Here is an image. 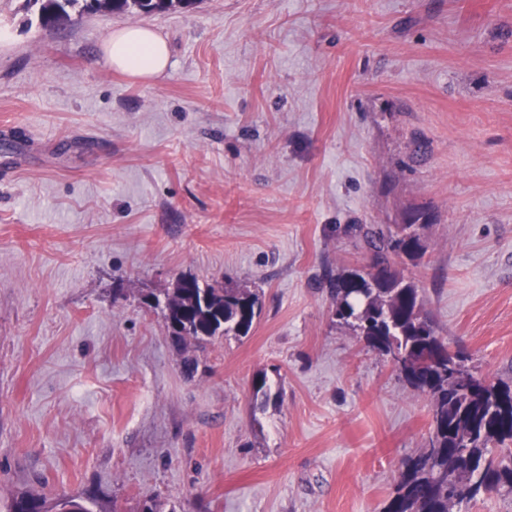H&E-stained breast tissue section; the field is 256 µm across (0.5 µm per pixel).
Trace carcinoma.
<instances>
[{"label": "carcinoma", "instance_id": "cac0c4a2", "mask_svg": "<svg viewBox=\"0 0 512 512\" xmlns=\"http://www.w3.org/2000/svg\"><path fill=\"white\" fill-rule=\"evenodd\" d=\"M39 5L43 28L59 24L61 15L107 10L126 12L128 0H31ZM194 0H140L142 13L186 9ZM357 230L374 249L370 264L347 269L331 281L336 319L374 352L396 344L406 357L401 377L431 404L428 442L409 458L384 512H449L453 503L469 502L481 492H512V386L486 382L479 392H466L442 369L448 358H434L447 345L423 312L419 281L388 265V256L417 265L426 246L411 244L398 232L369 227ZM156 308L181 314L182 344L213 336L245 337L262 311L255 289L235 286L175 288ZM57 512H93L83 502L63 496ZM8 512H44L41 499L21 495Z\"/></svg>", "mask_w": 512, "mask_h": 512}]
</instances>
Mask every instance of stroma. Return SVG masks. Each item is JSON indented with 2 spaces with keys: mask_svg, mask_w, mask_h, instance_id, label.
Here are the masks:
<instances>
[{
  "mask_svg": "<svg viewBox=\"0 0 512 512\" xmlns=\"http://www.w3.org/2000/svg\"><path fill=\"white\" fill-rule=\"evenodd\" d=\"M127 25L164 73L105 61ZM415 216L439 336L512 385V0H0V512H383L430 400L328 281ZM182 276L258 289L250 334L182 348L141 302ZM129 0H31L39 4L38 22L43 28H52L59 24L61 13L70 17L71 13L79 16L87 12L107 10L110 12H128ZM70 11V12H69ZM102 49L105 60L112 68L133 77L158 76L170 63L167 41L146 27L130 26L113 30Z\"/></svg>",
  "mask_w": 512,
  "mask_h": 512,
  "instance_id": "obj_1",
  "label": "stroma"
}]
</instances>
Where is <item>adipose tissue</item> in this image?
<instances>
[{"instance_id": "obj_1", "label": "adipose tissue", "mask_w": 512, "mask_h": 512, "mask_svg": "<svg viewBox=\"0 0 512 512\" xmlns=\"http://www.w3.org/2000/svg\"><path fill=\"white\" fill-rule=\"evenodd\" d=\"M102 49L105 60L112 68L133 77L158 76L170 63L167 41L146 27L130 26L113 30Z\"/></svg>"}]
</instances>
